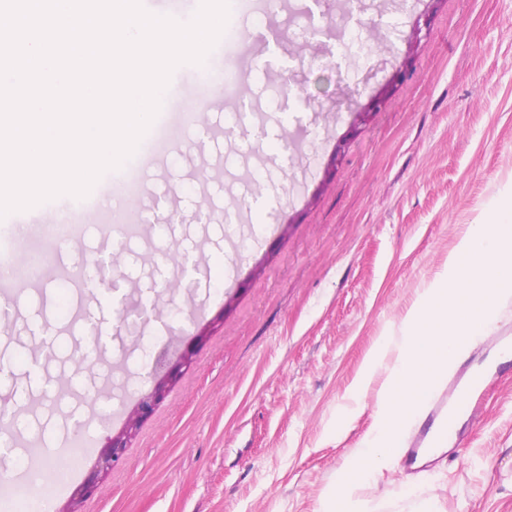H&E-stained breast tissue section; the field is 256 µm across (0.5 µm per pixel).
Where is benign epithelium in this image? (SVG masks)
Returning <instances> with one entry per match:
<instances>
[{
	"mask_svg": "<svg viewBox=\"0 0 512 512\" xmlns=\"http://www.w3.org/2000/svg\"><path fill=\"white\" fill-rule=\"evenodd\" d=\"M406 77V66L402 65L395 69L385 88L370 100L364 110L355 113L351 133H356L358 125L365 122L369 115L379 112L385 106L387 92L403 83ZM207 338L208 325L205 324L197 328L195 334L189 337L188 344L183 346L178 354H168L163 348L154 354L150 367L151 386L139 395L124 425L108 437L91 474L72 490L68 506L57 510V512H78L76 505L92 494L98 479L123 460L126 448L129 447L141 424L148 420L164 402L170 388L183 369L190 366L193 355L206 342Z\"/></svg>",
	"mask_w": 512,
	"mask_h": 512,
	"instance_id": "obj_1",
	"label": "benign epithelium"
}]
</instances>
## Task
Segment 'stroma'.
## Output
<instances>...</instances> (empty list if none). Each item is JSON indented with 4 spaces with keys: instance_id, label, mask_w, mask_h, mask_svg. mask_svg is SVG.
<instances>
[{
    "instance_id": "stroma-1",
    "label": "stroma",
    "mask_w": 512,
    "mask_h": 512,
    "mask_svg": "<svg viewBox=\"0 0 512 512\" xmlns=\"http://www.w3.org/2000/svg\"><path fill=\"white\" fill-rule=\"evenodd\" d=\"M232 0L238 36L175 70L155 128L113 170L111 198L73 214L60 196L0 221V252L42 242L38 280H0V408L15 406L0 475L28 483L23 444L60 458L31 512H59L149 388L152 356L214 323L123 463L82 512H319L320 494L370 433L344 426L367 352L396 330L458 238L512 182V0ZM407 81L326 165L353 114L389 80L424 12ZM237 75L215 92L208 76ZM111 223L142 224L113 235ZM73 216L78 241L43 230ZM236 295L230 314L224 299ZM480 336L463 365L500 362ZM90 355L93 369L78 367ZM87 450L70 468L74 442ZM364 512H512V370L438 464L399 461L357 490Z\"/></svg>"
}]
</instances>
